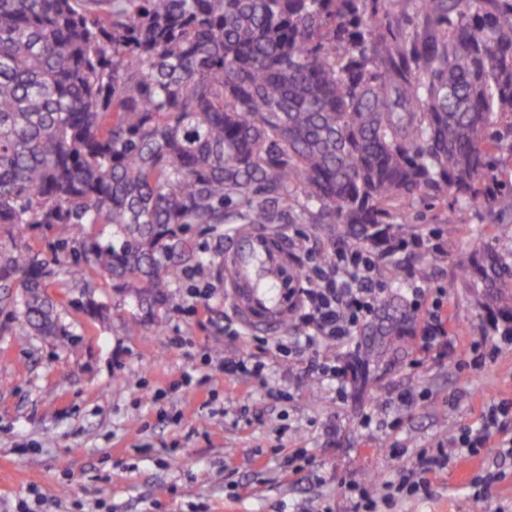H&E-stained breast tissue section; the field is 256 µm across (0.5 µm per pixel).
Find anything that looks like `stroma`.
<instances>
[{"label":"stroma","mask_w":512,"mask_h":512,"mask_svg":"<svg viewBox=\"0 0 512 512\" xmlns=\"http://www.w3.org/2000/svg\"><path fill=\"white\" fill-rule=\"evenodd\" d=\"M456 216L450 224L427 212L417 227L420 248L405 254L408 273L447 286L449 255L483 227L476 211ZM205 278L213 286L208 302L185 296L151 308L98 278L50 287L62 327L23 343L10 331L13 310L0 311V512H349L341 483L396 478L420 449L475 423L483 404L512 396V348L483 372L463 365L461 350L495 323L470 289L445 299L457 353L414 368L411 334L362 337L367 378L340 400L305 363L249 337H225L224 283L212 266ZM241 350L263 362L261 377H225V358ZM186 374L198 395L180 389ZM271 386L283 400L267 396ZM402 389L421 398L398 430L362 426L364 413ZM297 448L310 462L286 474L283 457ZM254 457L261 467H251ZM495 464L502 480L473 500L469 476ZM432 480L435 496L401 501L394 512H512V462L501 464L498 449Z\"/></svg>","instance_id":"35a3bbf8"}]
</instances>
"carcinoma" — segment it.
I'll return each mask as SVG.
<instances>
[{"mask_svg": "<svg viewBox=\"0 0 512 512\" xmlns=\"http://www.w3.org/2000/svg\"><path fill=\"white\" fill-rule=\"evenodd\" d=\"M506 199L512 0H0V225L112 227L0 251L21 340L56 330L53 282L179 303L190 226L231 211L382 254L405 202L499 224ZM448 260L512 323V250Z\"/></svg>", "mask_w": 512, "mask_h": 512, "instance_id": "cac0c4a2", "label": "carcinoma"}]
</instances>
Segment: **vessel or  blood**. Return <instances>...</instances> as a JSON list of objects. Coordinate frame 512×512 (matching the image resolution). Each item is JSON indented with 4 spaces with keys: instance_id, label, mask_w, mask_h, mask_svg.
<instances>
[{
    "instance_id": "1",
    "label": "vessel or blood",
    "mask_w": 512,
    "mask_h": 512,
    "mask_svg": "<svg viewBox=\"0 0 512 512\" xmlns=\"http://www.w3.org/2000/svg\"><path fill=\"white\" fill-rule=\"evenodd\" d=\"M224 298L243 327L277 334L287 328L297 300V264L286 239L261 224H241L224 240Z\"/></svg>"
}]
</instances>
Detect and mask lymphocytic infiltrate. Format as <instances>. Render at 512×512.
<instances>
[{
  "label": "lymphocytic infiltrate",
  "mask_w": 512,
  "mask_h": 512,
  "mask_svg": "<svg viewBox=\"0 0 512 512\" xmlns=\"http://www.w3.org/2000/svg\"><path fill=\"white\" fill-rule=\"evenodd\" d=\"M291 247L301 267L295 290L301 333L275 342L272 350L289 360H307L312 375L336 382L337 395H346L361 366L358 338L389 291V281L380 272L381 258L370 248L354 245H342L327 253L303 233L296 234ZM444 295V289L427 282L416 278L409 281L408 302L419 321L414 333L418 353L439 356L447 349ZM323 346L346 349L347 355L342 359L320 355ZM490 446L512 456L511 398L488 402L477 424L463 425L448 439L422 449L418 466L404 468L398 480L384 482L376 490L355 483L345 485L343 494L350 512H378L382 506L390 510L401 500L428 495L429 473L447 469L454 459L478 456Z\"/></svg>",
  "instance_id": "f902f5d3"
}]
</instances>
